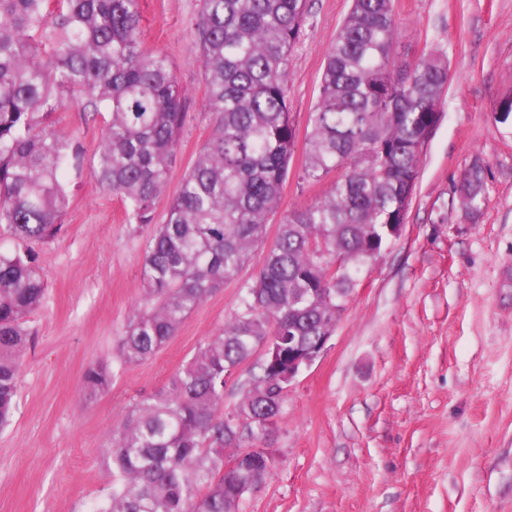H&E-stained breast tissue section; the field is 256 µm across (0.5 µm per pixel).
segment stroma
I'll list each match as a JSON object with an SVG mask.
<instances>
[{
  "instance_id": "35a3bbf8",
  "label": "stroma",
  "mask_w": 512,
  "mask_h": 512,
  "mask_svg": "<svg viewBox=\"0 0 512 512\" xmlns=\"http://www.w3.org/2000/svg\"><path fill=\"white\" fill-rule=\"evenodd\" d=\"M147 51L167 56L186 91V124L157 199L163 223L212 127L199 62V0H139ZM351 0H310L288 64L298 133L319 94L325 51ZM399 60L433 51L448 89L423 147L399 239L372 265L337 321L327 349L294 382L267 440L276 467L239 512H512V0H394ZM109 120L79 100L54 127L79 146L68 166L60 233L38 244L47 282L24 323L30 342L17 408L0 430V512H90L112 490L104 450L140 397L165 389L194 349L229 320L240 289L294 209L328 183L299 179L297 145L265 242L186 319L153 357L122 363L118 340L142 296L153 224H139L96 185L94 155ZM483 171L486 202L464 210L463 174ZM101 362L108 388L87 398L85 369Z\"/></svg>"
}]
</instances>
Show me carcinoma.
Returning a JSON list of instances; mask_svg holds the SVG:
<instances>
[{
  "mask_svg": "<svg viewBox=\"0 0 512 512\" xmlns=\"http://www.w3.org/2000/svg\"><path fill=\"white\" fill-rule=\"evenodd\" d=\"M309 0H200L197 31L211 133L149 237L143 294L120 337L128 364L153 356L188 315L238 273L278 208L297 132L288 63ZM139 0H0V230L32 246L61 229L65 163L81 155L49 118L58 93L107 112L96 181L153 221L185 122V89L162 54L145 52ZM393 0H352L325 53L320 92L305 135L300 179L334 177L318 202L279 224L240 308L200 343L167 389L139 400L112 433L105 512H229L276 459L261 441L287 394L288 337L331 336L336 297L349 301L355 275L382 254L387 226L405 223L421 161L418 139L448 85V62L394 55ZM463 207L485 201L480 169L464 173ZM46 286L36 254L0 250V430L16 406L25 318ZM261 353L244 394L224 412L229 372ZM93 395L110 382L89 366ZM237 465L224 470L226 449Z\"/></svg>",
  "mask_w": 512,
  "mask_h": 512,
  "instance_id": "obj_1",
  "label": "carcinoma"
}]
</instances>
